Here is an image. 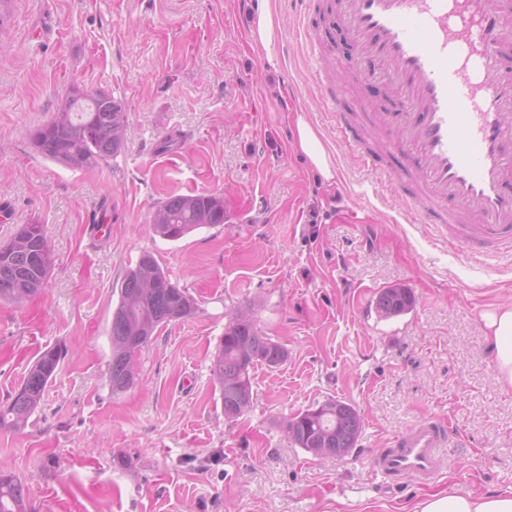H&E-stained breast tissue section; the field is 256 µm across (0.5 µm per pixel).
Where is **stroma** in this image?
I'll return each instance as SVG.
<instances>
[{"label":"stroma","mask_w":512,"mask_h":512,"mask_svg":"<svg viewBox=\"0 0 512 512\" xmlns=\"http://www.w3.org/2000/svg\"><path fill=\"white\" fill-rule=\"evenodd\" d=\"M268 3L279 27L266 53L249 45L241 0H10L0 18V243L39 224L53 253L39 294L0 303V403L40 353L64 350L33 424L0 430V471L24 486L25 512H400L452 485L512 493V392L494 383L482 319L512 303V258L462 252L418 223L387 177L410 170L406 155L359 165L322 94L336 89L374 147V115L398 103L366 77L334 8ZM306 27L337 61L332 78H314ZM74 85L111 94L130 123L123 150L82 171L31 145ZM298 113L333 180L295 151ZM192 193L223 197L226 222L154 235L157 204ZM146 250L199 308L159 329L116 396L112 306ZM395 287L413 308L380 317L376 298ZM239 310L288 359L257 366L250 410L228 419L211 366ZM330 397L362 418L342 458L283 428ZM435 415L456 431L449 468L426 487L385 486L370 456Z\"/></svg>","instance_id":"obj_1"}]
</instances>
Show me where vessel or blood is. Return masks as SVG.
I'll use <instances>...</instances> for the list:
<instances>
[{"instance_id":"b4317fda","label":"vessel or blood","mask_w":512,"mask_h":512,"mask_svg":"<svg viewBox=\"0 0 512 512\" xmlns=\"http://www.w3.org/2000/svg\"><path fill=\"white\" fill-rule=\"evenodd\" d=\"M363 57L393 80L401 112L376 117L387 148L406 146L422 178L409 198L466 253L512 255V71L500 48L512 9L496 0H339ZM336 132L364 168L378 153L326 94ZM452 436L439 416L398 435L370 461L383 483L436 481Z\"/></svg>"}]
</instances>
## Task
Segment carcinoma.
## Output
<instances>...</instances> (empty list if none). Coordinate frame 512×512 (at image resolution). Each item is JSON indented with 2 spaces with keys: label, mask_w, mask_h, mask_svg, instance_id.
Listing matches in <instances>:
<instances>
[{
  "label": "carcinoma",
  "mask_w": 512,
  "mask_h": 512,
  "mask_svg": "<svg viewBox=\"0 0 512 512\" xmlns=\"http://www.w3.org/2000/svg\"><path fill=\"white\" fill-rule=\"evenodd\" d=\"M65 116L52 119L31 137L34 150L72 170L97 167L121 152L128 129L127 112L103 91L68 95ZM226 221L224 199L208 193L172 195L160 202L150 229L169 241ZM51 251L42 225L23 224L0 244V302H20L47 283ZM413 307L406 288H388L376 301L383 318L397 317ZM196 299L174 284L152 253L144 251L124 272L118 302L112 311L109 336L112 358L109 385L118 395L134 385L135 356L147 348L163 325L192 315ZM63 350L43 351L30 367L10 402L0 406V429L21 431L40 407L44 392L55 379ZM288 359V350L264 336L246 315L237 314L224 327L212 372L220 386L224 415L237 418L253 400L251 371L257 364L276 368ZM298 447L325 456L343 457L355 447L361 417L349 403L328 398L283 422ZM25 489L12 476L0 472V512H24Z\"/></svg>",
  "instance_id": "carcinoma-1"
}]
</instances>
